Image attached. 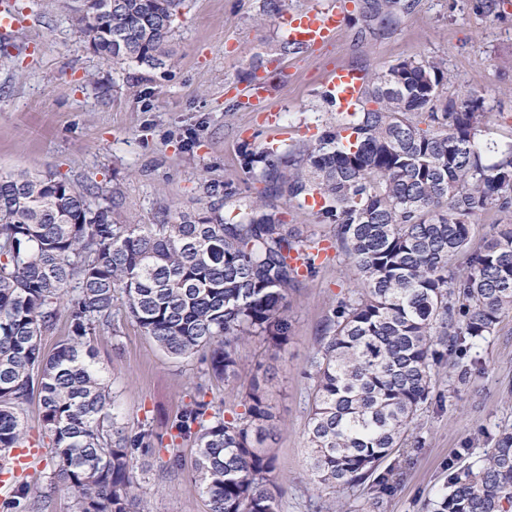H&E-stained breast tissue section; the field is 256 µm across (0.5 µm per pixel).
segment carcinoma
Instances as JSON below:
<instances>
[{"instance_id":"carcinoma-1","label":"carcinoma","mask_w":512,"mask_h":512,"mask_svg":"<svg viewBox=\"0 0 512 512\" xmlns=\"http://www.w3.org/2000/svg\"><path fill=\"white\" fill-rule=\"evenodd\" d=\"M187 0H80L78 37L115 66H171L170 38ZM418 0H364L388 23ZM447 72L400 61L374 75L360 109L301 147L245 148L240 167L289 202L320 195L356 288L339 299L312 357L307 448L314 481L352 489L410 445L434 397L436 369L465 384L482 368L480 347L512 314V224L474 227L488 210L512 211V142L478 139L485 99L439 104ZM218 182L210 202L174 220L128 224L120 191L103 202L95 185L55 176L0 173V455L25 447L21 414L38 393L52 441V478L72 491L70 512H134L137 455L183 468L177 442L197 448L193 479L208 512H280L284 487L265 443L275 427L264 378L255 374L241 411L224 415L199 386L167 436L126 431L91 339L134 323L175 359L202 356L209 377L239 370V345L288 340L289 293L316 272L294 254L303 238L272 204L245 202L224 215ZM465 256L466 268L455 264ZM65 313L68 335L45 352L42 335ZM485 458L448 465L431 512H512V426L492 435Z\"/></svg>"}]
</instances>
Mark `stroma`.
Returning <instances> with one entry per match:
<instances>
[{"label": "stroma", "instance_id": "obj_1", "mask_svg": "<svg viewBox=\"0 0 512 512\" xmlns=\"http://www.w3.org/2000/svg\"><path fill=\"white\" fill-rule=\"evenodd\" d=\"M11 2L21 26L0 53V172L120 187V213L131 223L197 209L207 181L232 184L235 199H258L263 186L241 170L240 150L311 143L341 122L323 81L343 64L372 75L402 60L443 62L448 78L440 101L484 97L489 119L481 139L512 141V0H499L492 10L486 0H420L384 29L365 26L361 0H349L333 42L288 57L276 53L286 13L322 0H284L279 16L264 13V0H190L171 39L177 62L165 71L135 64L116 69L90 51L75 32L72 0ZM256 75L268 80L269 94L247 111L241 94ZM355 286L344 257H332L292 292L287 342L279 348L242 343L239 373L227 385L210 379L200 358L166 356L130 321L100 331L93 345L116 395V413L130 432L148 424L163 434L197 386L229 411L260 369L276 415L269 450L285 489L282 512H314L316 502L343 512H427V502L445 487L449 462L485 456L497 427L512 424V316L483 343L480 373L453 388L447 377L438 378V399L414 426L416 447L384 463L389 495L377 497L368 483L325 490L309 467L307 372L332 306ZM23 420L38 443L37 481L26 507L11 508L12 488L0 490V512H68L71 491L49 480L51 446L39 438L38 399L25 405ZM195 458L193 448H184V469L175 475L157 457L138 459L150 512H206L192 479Z\"/></svg>", "mask_w": 512, "mask_h": 512}]
</instances>
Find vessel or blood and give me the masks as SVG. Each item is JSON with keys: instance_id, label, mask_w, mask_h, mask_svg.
<instances>
[{"instance_id": "obj_1", "label": "vessel or blood", "mask_w": 512, "mask_h": 512, "mask_svg": "<svg viewBox=\"0 0 512 512\" xmlns=\"http://www.w3.org/2000/svg\"><path fill=\"white\" fill-rule=\"evenodd\" d=\"M348 4L346 0H329L327 5L298 11L288 19V38L302 48H314L333 41L341 30ZM365 75L353 66L337 67L325 81V88L339 111H356L362 101Z\"/></svg>"}]
</instances>
